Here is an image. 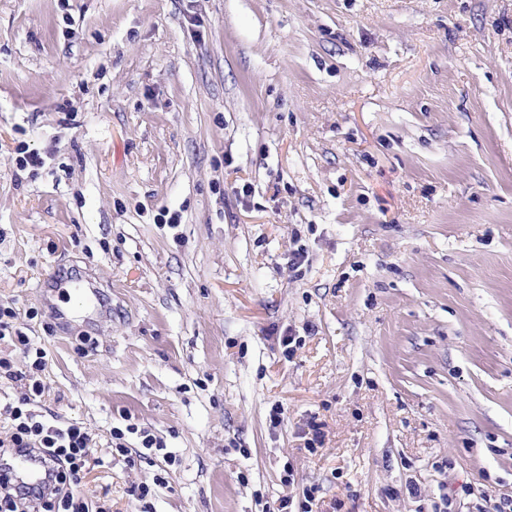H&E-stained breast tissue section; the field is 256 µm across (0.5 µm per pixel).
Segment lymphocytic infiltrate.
<instances>
[{"mask_svg":"<svg viewBox=\"0 0 512 512\" xmlns=\"http://www.w3.org/2000/svg\"><path fill=\"white\" fill-rule=\"evenodd\" d=\"M12 308L0 307V341H12L32 356L27 374L28 389L17 402L5 403L11 434L0 450L37 452L46 467V479L37 492L14 484L8 474L0 472V512H104L97 502L89 500L80 486L91 468L90 437L78 423L64 425L37 414L32 405L43 397L46 386L40 379L46 352L33 345L28 336L15 331Z\"/></svg>","mask_w":512,"mask_h":512,"instance_id":"obj_1","label":"lymphocytic infiltrate"}]
</instances>
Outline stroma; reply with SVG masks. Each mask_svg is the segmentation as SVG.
<instances>
[{
    "mask_svg": "<svg viewBox=\"0 0 512 512\" xmlns=\"http://www.w3.org/2000/svg\"><path fill=\"white\" fill-rule=\"evenodd\" d=\"M0 305L111 512L512 496V0H0ZM136 434L139 439V448H144L146 450L152 451L154 449V454L156 455L157 451H162L166 448V444L162 437L155 435L151 430L148 429H139L136 425L130 424L125 427V431L119 427L112 428L111 436V456H114V450L118 455L125 456V459L128 463L134 464V461L129 457L131 455L132 448L128 446L127 434Z\"/></svg>",
    "mask_w": 512,
    "mask_h": 512,
    "instance_id": "1",
    "label": "stroma"
}]
</instances>
